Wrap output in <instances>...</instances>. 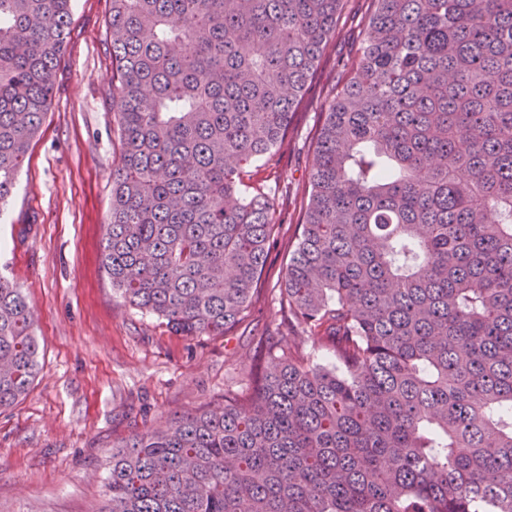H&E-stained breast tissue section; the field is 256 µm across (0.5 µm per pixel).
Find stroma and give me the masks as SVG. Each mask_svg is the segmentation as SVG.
Returning <instances> with one entry per match:
<instances>
[{"mask_svg":"<svg viewBox=\"0 0 512 512\" xmlns=\"http://www.w3.org/2000/svg\"><path fill=\"white\" fill-rule=\"evenodd\" d=\"M109 0H73L69 35L40 135L4 211L0 275L35 316L41 370L27 396L0 412V512H100L113 442L247 387L243 367L273 366L288 321L269 295L301 219L324 114L345 65L361 54L371 0H348L287 143L254 169L283 224L266 292L227 336L194 340L112 292L101 265L120 144L112 129Z\"/></svg>","mask_w":512,"mask_h":512,"instance_id":"1","label":"stroma"}]
</instances>
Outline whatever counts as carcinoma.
<instances>
[{
	"mask_svg": "<svg viewBox=\"0 0 512 512\" xmlns=\"http://www.w3.org/2000/svg\"><path fill=\"white\" fill-rule=\"evenodd\" d=\"M346 0H110L112 292L189 338L251 315L281 225L246 169ZM71 0H0V203ZM276 367L117 442L105 512H512V0H374L325 112ZM0 275V410L40 371Z\"/></svg>",
	"mask_w": 512,
	"mask_h": 512,
	"instance_id": "obj_1",
	"label": "carcinoma"
}]
</instances>
